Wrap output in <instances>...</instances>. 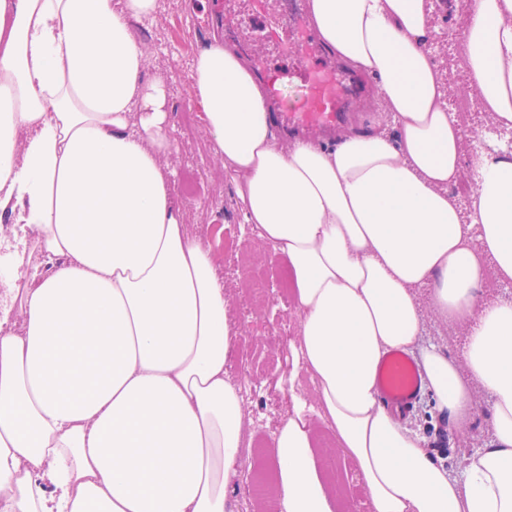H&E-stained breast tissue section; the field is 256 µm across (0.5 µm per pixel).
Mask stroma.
Listing matches in <instances>:
<instances>
[{"label": "stroma", "instance_id": "obj_1", "mask_svg": "<svg viewBox=\"0 0 512 512\" xmlns=\"http://www.w3.org/2000/svg\"><path fill=\"white\" fill-rule=\"evenodd\" d=\"M463 20L457 0H447L433 19L441 41L443 77L453 92L472 84L457 31ZM131 28L148 56L147 77L162 76L173 86L167 115L172 150L164 162L173 172L174 198H181L190 181L198 183L200 202L183 207L190 232L212 249L222 265H232L238 256L247 274L272 283L287 278L284 259L271 246L254 240L244 224L234 176L213 155L202 110L185 93L195 55L224 33L220 20L210 12L207 0H158L154 18L132 21ZM431 293L428 284L415 290L423 320L419 343L436 345L448 357L460 358L467 328H452L440 319L431 307ZM229 295L228 324L238 342L228 376L242 389L245 446L227 496L233 512H260L254 500L253 470L270 466L273 435L299 408L297 397L304 375L295 368L293 352L299 319L290 302L258 297L253 289L233 288ZM473 398L475 412L464 426L451 424L429 393L403 422L441 456L450 478L457 481L464 478L467 458L489 442L491 398L479 388L474 389ZM315 430L320 438L318 451L324 462L333 463L339 488L353 503L354 512H371L354 467L336 448L324 425H316Z\"/></svg>", "mask_w": 512, "mask_h": 512}]
</instances>
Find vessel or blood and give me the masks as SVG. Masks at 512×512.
<instances>
[{"label": "vessel or blood", "instance_id": "vessel-or-blood-1", "mask_svg": "<svg viewBox=\"0 0 512 512\" xmlns=\"http://www.w3.org/2000/svg\"><path fill=\"white\" fill-rule=\"evenodd\" d=\"M271 0H248L246 10L226 9L231 18V37L244 42L254 30L264 31L265 55L258 64L274 99H281V82L277 71L268 65V56L294 57L305 61V95L295 109L284 108L275 115L278 124L289 128L319 131L335 126L343 117L347 97L352 89L349 77L335 65L321 61V52L306 29L300 0H291L292 31H285L278 13L271 11ZM384 405L410 416L418 407L423 394V376L414 358L394 350L381 361L377 379Z\"/></svg>", "mask_w": 512, "mask_h": 512}]
</instances>
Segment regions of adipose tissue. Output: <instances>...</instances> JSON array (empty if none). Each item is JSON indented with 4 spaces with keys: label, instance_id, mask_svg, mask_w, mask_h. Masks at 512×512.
Segmentation results:
<instances>
[{
    "label": "adipose tissue",
    "instance_id": "adipose-tissue-1",
    "mask_svg": "<svg viewBox=\"0 0 512 512\" xmlns=\"http://www.w3.org/2000/svg\"><path fill=\"white\" fill-rule=\"evenodd\" d=\"M432 0H308L323 45L373 75L392 131L279 146L264 84L214 41L186 85L254 237L288 260L309 413L272 438L281 512H337L309 416L357 469L371 512H512V154L476 150L463 222L449 184L464 144L434 50ZM157 0H0V512H231L244 412L237 338L211 250L162 162L172 89L145 79L130 23ZM463 46L483 112L512 128V0H468ZM53 268L31 274V251ZM469 327L460 359L421 362L455 424L491 397L490 444L465 478L383 406L377 369L417 346L415 289ZM418 347V346H417Z\"/></svg>",
    "mask_w": 512,
    "mask_h": 512
}]
</instances>
